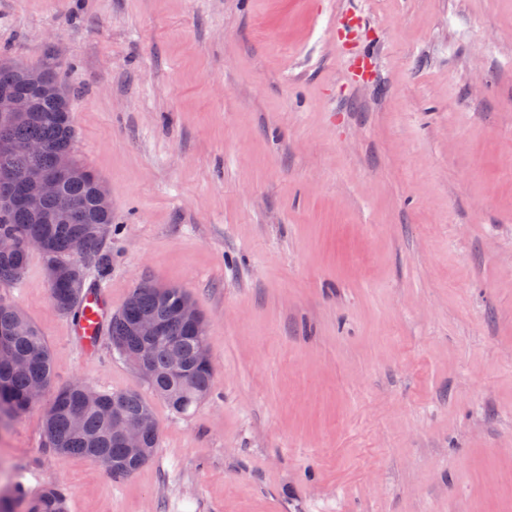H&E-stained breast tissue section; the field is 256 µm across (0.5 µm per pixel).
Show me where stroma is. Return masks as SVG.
I'll list each match as a JSON object with an SVG mask.
<instances>
[{
  "label": "stroma",
  "instance_id": "obj_1",
  "mask_svg": "<svg viewBox=\"0 0 512 512\" xmlns=\"http://www.w3.org/2000/svg\"><path fill=\"white\" fill-rule=\"evenodd\" d=\"M1 51L70 94L113 311L184 288L214 388L179 415L85 358L31 252L0 302L53 382L0 419V512H512V0H0ZM76 381L151 406L131 477L45 447ZM16 499L22 501L24 505L23 512H65L66 499L60 489L49 484L45 486L38 494L28 497L17 484L13 489Z\"/></svg>",
  "mask_w": 512,
  "mask_h": 512
}]
</instances>
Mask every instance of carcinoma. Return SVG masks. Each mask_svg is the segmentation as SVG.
I'll return each mask as SVG.
<instances>
[{"instance_id": "cac0c4a2", "label": "carcinoma", "mask_w": 512, "mask_h": 512, "mask_svg": "<svg viewBox=\"0 0 512 512\" xmlns=\"http://www.w3.org/2000/svg\"><path fill=\"white\" fill-rule=\"evenodd\" d=\"M1 92L28 97L31 112L26 118L0 112V142L34 141L42 145V151L33 155H0V170L9 168L17 176L31 167L52 170L58 156L74 154L75 130L69 95L53 67L0 59ZM77 167L79 174L62 185L63 192L75 202L77 220L66 224L45 223L41 216L54 207L50 199H41L32 205L0 207V235L12 233L21 239L43 241L46 248L42 255L46 266L71 272L70 277L60 280L50 292L57 311L75 318L79 317L88 288V270H93L102 279L112 267V255L103 249L105 238L112 232V214H103L97 208V175L80 163ZM78 242L86 247V254L75 261L70 257V250ZM28 258L26 249L0 252V282L20 280ZM188 300L189 295L181 288H156L150 283H141L134 288L123 308L112 315L110 324L114 350L121 356L140 352L147 357L156 376L151 388L177 414L188 413L199 404L200 395L210 393L213 387V371L198 356L199 337L192 335L188 323L166 317L169 309ZM143 315L166 321L164 337L177 338L176 350H170L163 340L148 343L134 334L132 325ZM2 336L8 339L11 354L18 362L0 359V414H20L30 408L28 388L32 382L41 380L51 386V352L39 329L21 310L0 303ZM175 355L186 364L187 374L175 376L170 373V361ZM116 396L123 400V410L129 418L152 415L148 403L136 393L101 394L106 402ZM44 435L49 447L62 457L80 455L89 458L95 453L110 456L115 464L112 471L115 479L129 477L142 467L126 457L112 437L103 413L93 405L84 404L75 389L64 387L56 391L45 413ZM13 493L22 501L23 512H66V499L54 484L45 486L32 497L26 496L18 485Z\"/></svg>"}]
</instances>
